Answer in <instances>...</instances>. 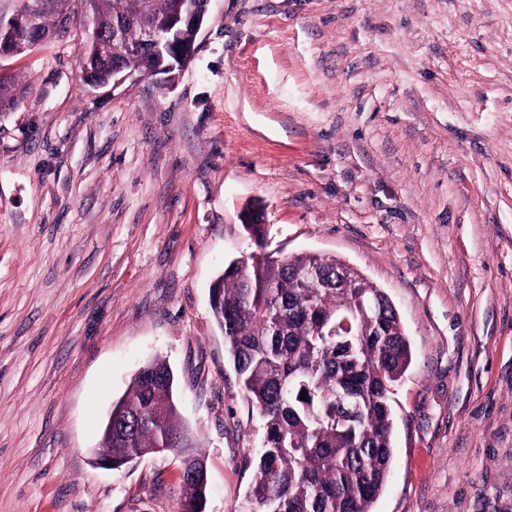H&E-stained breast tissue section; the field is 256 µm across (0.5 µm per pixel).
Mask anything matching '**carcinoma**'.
Returning <instances> with one entry per match:
<instances>
[{
    "instance_id": "1",
    "label": "carcinoma",
    "mask_w": 512,
    "mask_h": 512,
    "mask_svg": "<svg viewBox=\"0 0 512 512\" xmlns=\"http://www.w3.org/2000/svg\"><path fill=\"white\" fill-rule=\"evenodd\" d=\"M81 2L83 25L95 38L88 65L96 73L110 72L116 62L145 73L176 64V48H194L195 33L185 26L170 34L173 47L162 56L146 45L145 30H168L183 0ZM67 5L51 0L37 28L0 34V41L19 55L65 37ZM23 93L22 86H0V112ZM339 265L317 254L282 259L267 253L229 262L213 284V318L265 429L239 512H373L388 482L394 458L389 394L411 363V346L388 295L359 273L339 277ZM307 270L313 275L302 277ZM173 385L166 361L152 359L112 404L103 450H112L113 469L183 434ZM183 483L184 510L199 512L207 495L204 471Z\"/></svg>"
}]
</instances>
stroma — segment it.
<instances>
[{
  "label": "stroma",
  "instance_id": "stroma-1",
  "mask_svg": "<svg viewBox=\"0 0 512 512\" xmlns=\"http://www.w3.org/2000/svg\"><path fill=\"white\" fill-rule=\"evenodd\" d=\"M68 9L0 61L27 89L0 112V512H178V453L92 461L156 356L205 512H237L263 422L209 290L256 250L335 256L399 313L375 512H512V0H211L175 81L101 88Z\"/></svg>",
  "mask_w": 512,
  "mask_h": 512
}]
</instances>
